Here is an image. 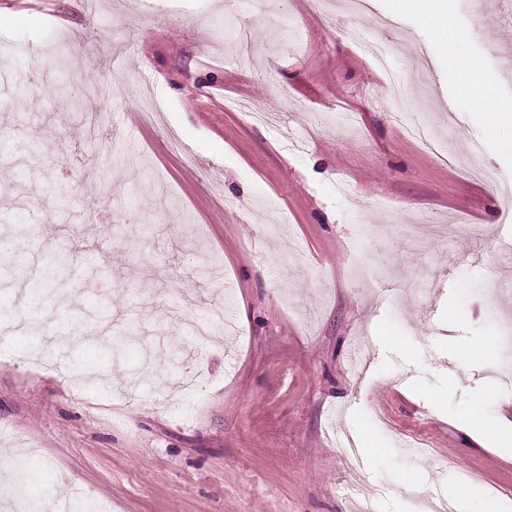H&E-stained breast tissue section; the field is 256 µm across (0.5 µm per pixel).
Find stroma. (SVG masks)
<instances>
[{
	"label": "stroma",
	"instance_id": "stroma-1",
	"mask_svg": "<svg viewBox=\"0 0 512 512\" xmlns=\"http://www.w3.org/2000/svg\"><path fill=\"white\" fill-rule=\"evenodd\" d=\"M0 497L70 512H512V19L502 0H0ZM234 16L253 21L250 64ZM449 30L453 41L441 37ZM390 51L382 73L352 31ZM459 65L448 63L449 56ZM436 143L402 136L392 81ZM492 93L495 115L476 102ZM162 106L139 112L144 90ZM260 101L275 128L253 122ZM136 122L135 146L122 127ZM498 187L473 170L472 151ZM476 224L475 236L416 227ZM69 255L72 274L31 291ZM223 323L197 343L193 326ZM124 337L107 365L106 336ZM368 442L360 470L339 439Z\"/></svg>",
	"mask_w": 512,
	"mask_h": 512
}]
</instances>
